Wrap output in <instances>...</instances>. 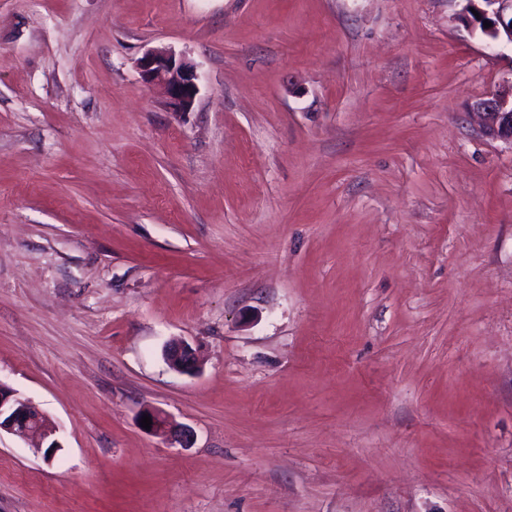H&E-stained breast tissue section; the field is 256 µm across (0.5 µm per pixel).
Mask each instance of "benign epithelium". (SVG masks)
Listing matches in <instances>:
<instances>
[{
	"label": "benign epithelium",
	"mask_w": 512,
	"mask_h": 512,
	"mask_svg": "<svg viewBox=\"0 0 512 512\" xmlns=\"http://www.w3.org/2000/svg\"><path fill=\"white\" fill-rule=\"evenodd\" d=\"M460 16L474 29L482 28V35L491 46H512V0H463ZM492 26L486 28L484 21ZM144 78L163 90L172 112L185 114L192 110L199 93L198 75L194 64L184 56L167 48L147 50L139 60ZM473 116L483 133L489 137L512 143V80L478 100L473 105ZM164 358L173 371L193 375L198 369V352L183 340H171L165 345ZM143 414L151 417L150 433L167 440L186 444L191 430L178 427L162 411L147 408ZM20 433L38 441L36 451L54 460L61 449L56 429L45 415L16 390L0 383V432ZM51 453H46V450Z\"/></svg>",
	"instance_id": "7a95c632"
}]
</instances>
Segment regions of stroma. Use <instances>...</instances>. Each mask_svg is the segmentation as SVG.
Segmentation results:
<instances>
[{"mask_svg":"<svg viewBox=\"0 0 512 512\" xmlns=\"http://www.w3.org/2000/svg\"><path fill=\"white\" fill-rule=\"evenodd\" d=\"M462 7L0 0V383L62 444L0 434V512H512V143L469 115L512 47ZM139 67L147 81L161 87L172 112L182 115L192 110L199 86L191 61L170 49L153 48L140 58ZM164 358L169 368L179 374L193 375L199 369L197 350L183 340L166 343ZM144 415L151 417V429L148 432L165 438L167 440H175L180 438V442L187 444L191 438V430L187 427L179 428L178 425L174 424L169 417L162 411L147 408L143 410L141 419Z\"/></svg>","mask_w":512,"mask_h":512,"instance_id":"obj_1","label":"stroma"}]
</instances>
